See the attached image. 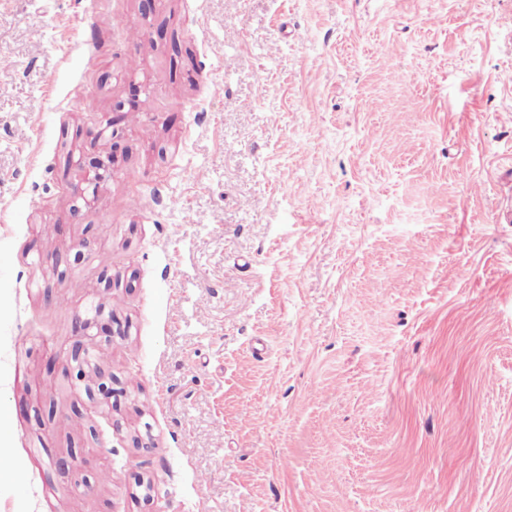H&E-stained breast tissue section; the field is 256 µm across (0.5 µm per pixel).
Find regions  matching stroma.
<instances>
[{"instance_id": "obj_1", "label": "stroma", "mask_w": 512, "mask_h": 512, "mask_svg": "<svg viewBox=\"0 0 512 512\" xmlns=\"http://www.w3.org/2000/svg\"><path fill=\"white\" fill-rule=\"evenodd\" d=\"M142 8L0 0V512H512V0Z\"/></svg>"}]
</instances>
